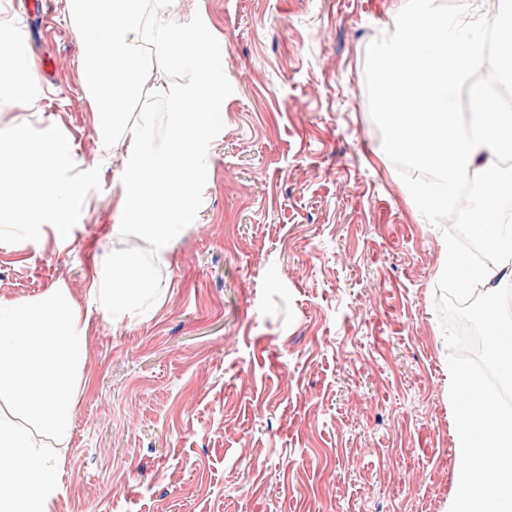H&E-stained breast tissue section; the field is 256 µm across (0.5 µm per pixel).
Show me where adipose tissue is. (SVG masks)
I'll return each instance as SVG.
<instances>
[{
	"mask_svg": "<svg viewBox=\"0 0 512 512\" xmlns=\"http://www.w3.org/2000/svg\"><path fill=\"white\" fill-rule=\"evenodd\" d=\"M432 33L444 44L442 54L421 50L422 33ZM0 92L11 90L14 105L36 108L40 90L35 81L37 64L20 54L22 40L12 18L0 10ZM484 58L481 29L449 19L433 0H418L408 19L397 26L375 53L377 112L391 127L392 146L417 151L422 162L440 169L447 188L460 175L481 167L486 194L476 206L481 221L493 236L481 265L468 264L456 248H449L443 271L465 282L485 283L489 303H497L499 287L512 281V225L501 223L492 204L501 187L494 156L512 154V114L492 109L485 95L471 86L469 77ZM469 92L474 133L458 138V124L450 99L458 90ZM0 152L11 158L0 173V223L28 227L52 225L58 242L67 243L74 206L87 196L82 171L73 159L71 143L62 137L36 134L17 124L0 133Z\"/></svg>",
	"mask_w": 512,
	"mask_h": 512,
	"instance_id": "obj_1",
	"label": "adipose tissue"
}]
</instances>
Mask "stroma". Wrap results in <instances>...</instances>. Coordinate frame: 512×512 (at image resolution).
Instances as JSON below:
<instances>
[{"label":"stroma","instance_id":"obj_1","mask_svg":"<svg viewBox=\"0 0 512 512\" xmlns=\"http://www.w3.org/2000/svg\"><path fill=\"white\" fill-rule=\"evenodd\" d=\"M415 0H174L201 16L233 92L196 220L148 316L110 322L88 288L120 223L67 0L27 50L38 111L68 137L86 212L60 246L0 233V298L69 289L89 314L84 387L53 512H445L455 458L435 309L449 240L418 206L372 107L374 50Z\"/></svg>","mask_w":512,"mask_h":512}]
</instances>
